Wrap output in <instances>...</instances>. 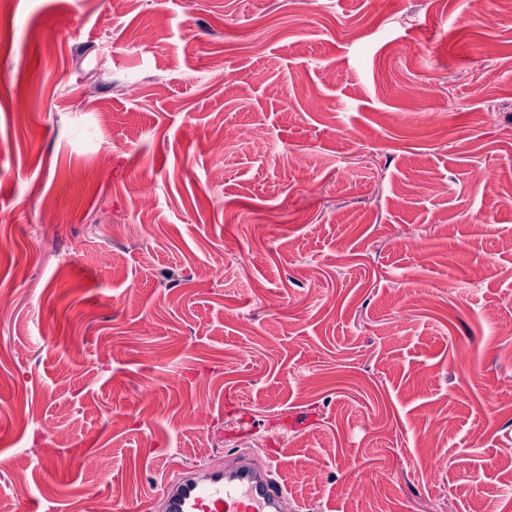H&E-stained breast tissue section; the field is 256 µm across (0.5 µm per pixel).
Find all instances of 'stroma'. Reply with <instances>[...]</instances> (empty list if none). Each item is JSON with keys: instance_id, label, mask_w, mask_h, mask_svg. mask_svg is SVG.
<instances>
[{"instance_id": "stroma-1", "label": "stroma", "mask_w": 512, "mask_h": 512, "mask_svg": "<svg viewBox=\"0 0 512 512\" xmlns=\"http://www.w3.org/2000/svg\"><path fill=\"white\" fill-rule=\"evenodd\" d=\"M1 292L0 512H512V12L13 0ZM147 511L291 512L288 490L270 462L238 453L223 462L183 467L170 478Z\"/></svg>"}]
</instances>
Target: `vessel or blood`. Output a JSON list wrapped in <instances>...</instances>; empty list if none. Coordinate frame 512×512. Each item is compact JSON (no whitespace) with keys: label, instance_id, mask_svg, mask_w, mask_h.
Instances as JSON below:
<instances>
[{"label":"vessel or blood","instance_id":"1","mask_svg":"<svg viewBox=\"0 0 512 512\" xmlns=\"http://www.w3.org/2000/svg\"><path fill=\"white\" fill-rule=\"evenodd\" d=\"M152 512H291L288 490L271 463L239 453L224 462L183 467L154 499Z\"/></svg>","mask_w":512,"mask_h":512}]
</instances>
